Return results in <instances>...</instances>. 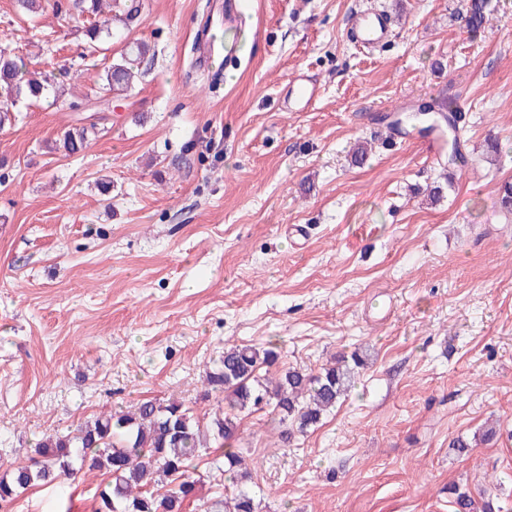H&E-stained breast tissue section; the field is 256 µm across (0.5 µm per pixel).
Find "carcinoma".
Instances as JSON below:
<instances>
[{
    "label": "carcinoma",
    "mask_w": 512,
    "mask_h": 512,
    "mask_svg": "<svg viewBox=\"0 0 512 512\" xmlns=\"http://www.w3.org/2000/svg\"><path fill=\"white\" fill-rule=\"evenodd\" d=\"M139 12L134 0H72L69 5V16L83 19L86 49L94 53L112 41L110 19H118L130 30ZM465 21L473 29L486 22L483 0H471ZM149 52V45L142 41L127 42L119 59L104 66L102 90L114 96L128 91ZM51 90L47 76H37L23 57L0 48V129L12 123L18 104L39 101ZM97 133L94 123L70 126L55 140L56 149L76 154ZM278 359L272 349L224 347L220 367L206 377L212 390L224 393V412L206 425L195 421L190 408L179 400L165 404L147 400L130 412L120 410L81 423L74 434L46 437L37 443L32 465L14 467L0 476V502L12 499L21 489L73 475L78 458L89 469L111 477L98 492L97 512H182L183 503L197 497L202 483L201 477L191 475L193 463L208 449L222 448V474L235 489L233 497L217 502L220 512H257L255 495L240 487L250 478L249 472L239 470L243 459L224 448L238 435L239 414L270 407L283 426L280 442L286 443L296 433L306 434L333 411L364 366L355 350L337 355L334 365L316 375L290 366L274 380L262 379L261 366L271 367ZM455 505L457 512H495L491 501L478 507L466 492L456 493Z\"/></svg>",
    "instance_id": "cac0c4a2"
}]
</instances>
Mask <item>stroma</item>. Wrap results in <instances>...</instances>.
<instances>
[{"mask_svg": "<svg viewBox=\"0 0 512 512\" xmlns=\"http://www.w3.org/2000/svg\"><path fill=\"white\" fill-rule=\"evenodd\" d=\"M65 2L31 22L0 0V46L77 90L0 129V474L144 399L221 413L203 377L225 345L312 373L359 350L354 388L307 435L284 446L269 411L243 414L232 445L260 512H454V483L512 512V0H487L476 31L468 0H240L241 64L221 75L193 63L199 30L224 39L215 0H139L111 50L128 32L152 54L106 103ZM369 7L393 32L367 54L347 33ZM302 74L321 93L292 112ZM448 98L469 159L453 174L447 148L386 121ZM92 121L85 150L56 149ZM109 480L84 469L5 512H96Z\"/></svg>", "mask_w": 512, "mask_h": 512, "instance_id": "obj_1", "label": "stroma"}]
</instances>
